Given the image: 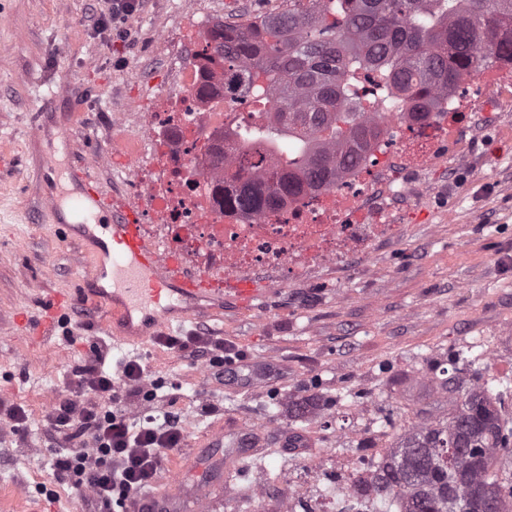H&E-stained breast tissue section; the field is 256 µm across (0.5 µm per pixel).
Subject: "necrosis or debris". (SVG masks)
<instances>
[{
	"instance_id": "1",
	"label": "necrosis or debris",
	"mask_w": 512,
	"mask_h": 512,
	"mask_svg": "<svg viewBox=\"0 0 512 512\" xmlns=\"http://www.w3.org/2000/svg\"><path fill=\"white\" fill-rule=\"evenodd\" d=\"M223 20L190 32L191 55L177 91L158 99L144 114L152 166L141 164L137 137H129V183L145 198L148 235L165 255L178 257L191 273L231 282L256 272L279 284L302 278L311 266L351 256L368 261V231L393 232L379 204L407 198L400 171L406 146L424 151L447 148L450 134L437 121L440 112H459L465 101L449 89L432 106L426 121L413 120L406 107L387 113L381 133L371 140L362 161L340 172L335 185L287 199L279 210L256 217L224 204V180L234 167L224 166L225 139L237 138L246 122L272 120L274 109L247 111L229 80L232 72L211 61V34ZM287 512H401L350 482H313L289 493Z\"/></svg>"
}]
</instances>
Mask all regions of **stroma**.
<instances>
[{
  "label": "stroma",
  "instance_id": "stroma-1",
  "mask_svg": "<svg viewBox=\"0 0 512 512\" xmlns=\"http://www.w3.org/2000/svg\"><path fill=\"white\" fill-rule=\"evenodd\" d=\"M96 5L0 0V401L28 414L24 430L0 431V512H92L66 486L42 484L56 449L45 416L73 369L98 353L145 362L166 410L186 427L157 489L190 459L213 471L202 447L216 429L236 448L245 425H261L257 454L233 472L239 496L215 490L209 512H281V489L302 480L323 449L350 458L370 418L389 415L404 429L447 417L455 399L441 387L449 349L464 353L480 341L494 354L493 363L464 367V382L512 364V64L503 63L452 125L454 153L406 149L415 194L387 209V223L401 230L378 239L369 261L318 265L285 288L256 275L259 294L247 305L228 291L223 311L203 300L164 329L224 337L246 353L248 369L220 376L154 339L114 338L106 307L83 301L52 344L40 343L45 302L57 289L83 287L88 275L78 249L88 233L61 235L45 196H76L81 186L66 171L77 158L105 193L143 211L126 184L124 140L141 133L154 96L178 86L190 26L220 16L246 24L283 0H142L108 35L93 27ZM63 130L75 154L61 144ZM359 394L371 401L370 417L353 410ZM330 397L325 426L319 417ZM205 401L219 412L202 415ZM337 431L346 440L336 441ZM263 472L277 491L254 505L249 490Z\"/></svg>",
  "mask_w": 512,
  "mask_h": 512
}]
</instances>
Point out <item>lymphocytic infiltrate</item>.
<instances>
[{
  "mask_svg": "<svg viewBox=\"0 0 512 512\" xmlns=\"http://www.w3.org/2000/svg\"><path fill=\"white\" fill-rule=\"evenodd\" d=\"M157 342L211 367L243 361L223 337L204 333L161 336ZM147 366L137 359L107 365L105 358L78 366L73 380L46 416L58 450L51 461L54 481L72 494L90 497L95 512H123L151 489L169 454L185 437L180 419L155 416L130 423L129 398L143 397Z\"/></svg>",
  "mask_w": 512,
  "mask_h": 512,
  "instance_id": "f902f5d3",
  "label": "lymphocytic infiltrate"
}]
</instances>
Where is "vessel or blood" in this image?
<instances>
[{"instance_id":"obj_1","label":"vessel or blood","mask_w":512,"mask_h":512,"mask_svg":"<svg viewBox=\"0 0 512 512\" xmlns=\"http://www.w3.org/2000/svg\"><path fill=\"white\" fill-rule=\"evenodd\" d=\"M70 173L84 185L82 197L61 205L59 199L50 198L49 207L53 215L69 209L73 217L100 220L102 213L112 215L106 230L119 250L110 266L96 264V276H111L114 288L104 297L112 315L114 335L132 340L145 339L148 330H160L169 323L177 310L176 304L161 300L163 287L174 286L179 302L212 300L223 302V284L204 277L189 276L179 263L164 256L158 247L150 243L143 232L137 213L104 193L90 166L82 162L71 165ZM65 294L53 296L48 306V315L39 326L41 342L52 340L59 317L63 314ZM218 477H208L197 482L188 494L171 491L154 496L150 502L153 512H183L185 500H193L198 512H205L214 488L221 486Z\"/></svg>"}]
</instances>
